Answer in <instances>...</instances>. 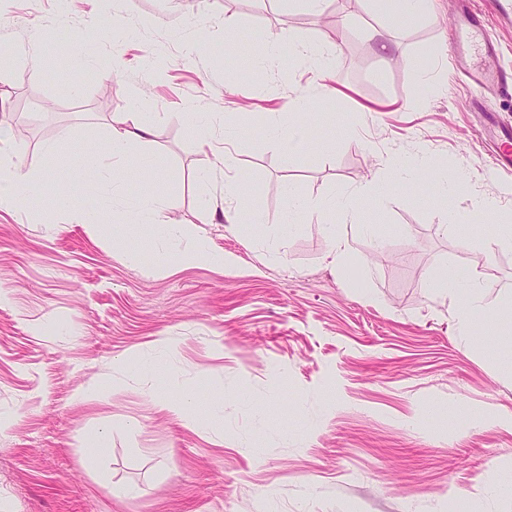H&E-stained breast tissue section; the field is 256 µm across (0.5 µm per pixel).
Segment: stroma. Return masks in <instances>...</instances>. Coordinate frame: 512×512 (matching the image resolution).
<instances>
[{
  "label": "stroma",
  "mask_w": 512,
  "mask_h": 512,
  "mask_svg": "<svg viewBox=\"0 0 512 512\" xmlns=\"http://www.w3.org/2000/svg\"><path fill=\"white\" fill-rule=\"evenodd\" d=\"M113 5L0 0V51L15 57L0 75V132L16 134V162L46 184L65 175L92 213L77 224L58 201L0 210V512H512V494L494 488L512 476V428L496 423L512 412V369L498 358L512 321L479 319L461 342L458 302L438 290L474 270L490 309L512 302V241L496 237L512 219V172L492 171L485 119L512 123V87L473 90L449 56L432 57L458 0H435L405 29L368 0L344 29L345 0L325 12L285 0ZM61 26L98 35L44 55L65 83L32 78L28 56ZM382 27L398 46L389 63L370 38ZM278 32L335 54L326 79L296 55L286 71L263 59ZM322 81L340 90L334 105L282 111ZM138 94L153 136L114 160L110 119ZM201 112L221 119L223 168L192 130ZM297 121L310 145L288 155L268 128ZM60 139L83 153L46 157L42 143ZM417 152L429 178L413 190L389 161ZM102 168L120 192L94 181ZM374 180L383 194L344 215L339 200ZM488 194L498 210L471 211L469 197ZM149 201L200 229L223 266L183 265L151 224L102 230L106 214ZM335 236L348 244L336 269ZM155 361L166 390L193 396L192 419L156 406L139 369ZM94 385L102 395L77 400ZM96 433L101 456L83 443Z\"/></svg>",
  "instance_id": "1"
}]
</instances>
